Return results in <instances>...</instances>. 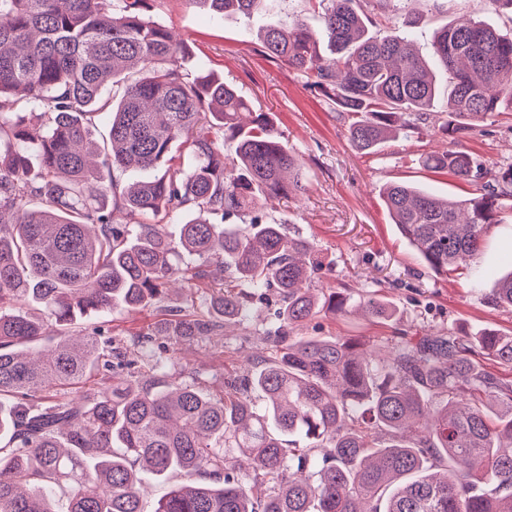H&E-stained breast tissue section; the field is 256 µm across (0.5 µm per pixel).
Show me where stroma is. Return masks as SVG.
Returning <instances> with one entry per match:
<instances>
[{
    "mask_svg": "<svg viewBox=\"0 0 512 512\" xmlns=\"http://www.w3.org/2000/svg\"><path fill=\"white\" fill-rule=\"evenodd\" d=\"M396 8L399 21H412L414 48L424 56L436 31L449 23L483 21L512 32V11L495 9L489 0H397ZM155 17L186 43L185 72L196 73L203 65L233 85L258 111L269 114L303 158L304 189L286 200H263L262 212L314 239L323 263L315 287L338 289L355 302L375 294L396 309L394 319L385 323L354 314H321L300 328V335L363 336L379 346L403 333L438 330L448 335L485 328L512 333V311L472 292L466 270L442 275L427 267L390 224L379 195L383 184L407 181L441 196L467 198L481 194L491 177L465 182L424 168L420 153L448 147L438 135L402 136L376 153H356L326 100L308 89L301 76L261 55L258 28L247 18L231 16L216 23L185 0H159ZM465 147L487 168L512 162V116L488 119ZM476 261L501 273L512 270L511 208H503L500 223L488 228ZM272 315V309L256 305L247 327H228L225 334L184 347L175 358L186 371H199L204 389L219 392L225 374L252 353Z\"/></svg>",
    "mask_w": 512,
    "mask_h": 512,
    "instance_id": "1",
    "label": "stroma"
}]
</instances>
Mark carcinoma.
<instances>
[{
	"mask_svg": "<svg viewBox=\"0 0 512 512\" xmlns=\"http://www.w3.org/2000/svg\"><path fill=\"white\" fill-rule=\"evenodd\" d=\"M158 2L0 0V512H142L143 471L182 476L154 512H512V380L476 360L511 367L512 335L402 336L376 362L361 337L291 336L349 301L311 287L312 241L255 214L302 190L304 164L232 85L182 70ZM187 2L258 22L261 54L325 98L358 152L430 131L448 151L423 167L485 174L463 143L512 112V34L447 24L425 59L384 21L390 0H320L324 59L302 14L267 24L268 0ZM493 180L469 199L391 183L382 200L431 270L468 269L476 293L492 278L485 299L512 309V271L473 264L512 200V162ZM176 212L189 216L167 223ZM211 268L207 311L166 309L128 345L100 342L99 327L73 334L80 319L197 289ZM270 291L268 355L224 378V396L169 373L173 353L249 321ZM360 309L395 316L377 296ZM95 372L100 387L65 392Z\"/></svg>",
	"mask_w": 512,
	"mask_h": 512,
	"instance_id": "carcinoma-1",
	"label": "carcinoma"
}]
</instances>
